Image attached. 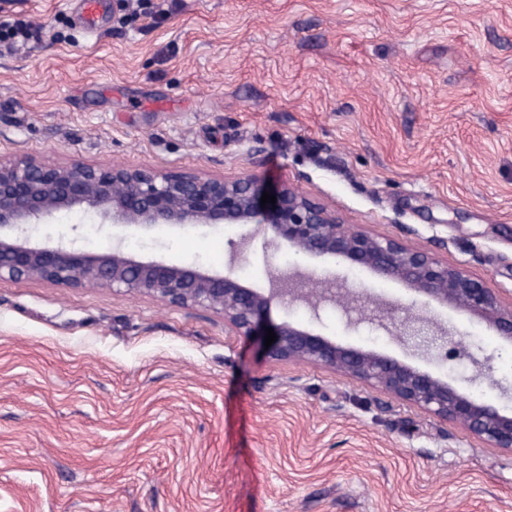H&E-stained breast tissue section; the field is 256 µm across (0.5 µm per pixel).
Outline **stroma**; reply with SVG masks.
I'll return each instance as SVG.
<instances>
[{
    "label": "stroma",
    "mask_w": 512,
    "mask_h": 512,
    "mask_svg": "<svg viewBox=\"0 0 512 512\" xmlns=\"http://www.w3.org/2000/svg\"><path fill=\"white\" fill-rule=\"evenodd\" d=\"M0 0V158L287 183L357 230L427 248L512 300V0ZM243 227L142 233L73 210L32 243L122 245L265 287L288 249ZM354 289L409 302L362 268ZM466 360L408 357L340 311L276 305L336 343L503 411L512 344L423 308ZM0 512H512V452L370 384L270 361L222 315L107 288L0 282Z\"/></svg>",
    "instance_id": "1"
}]
</instances>
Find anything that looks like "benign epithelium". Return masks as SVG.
Listing matches in <instances>:
<instances>
[{
  "label": "benign epithelium",
  "instance_id": "1",
  "mask_svg": "<svg viewBox=\"0 0 512 512\" xmlns=\"http://www.w3.org/2000/svg\"><path fill=\"white\" fill-rule=\"evenodd\" d=\"M264 188L253 175L213 177L195 172L80 162L46 164L34 158L0 159V281H43L69 288L95 286L150 297L168 304L205 308L224 316L238 336H267L272 361L328 368L379 388L385 395L466 427L495 448L512 452V414L473 398L428 371L373 350L331 341L290 322L274 324L271 307L302 303L313 313L324 305L341 308L351 331L368 321L423 358H463L469 381L491 378L495 355L468 349L447 328L411 314L403 304L378 302L365 313L363 295L350 289L340 267H360L396 282L425 301L451 307L491 326L512 343V304H503L485 282L448 266L428 251L399 239L351 230L336 212L286 183L272 191L275 204L261 206ZM81 209L112 223L159 226L259 225L266 244L286 247L303 260L327 259L323 276L299 264L276 269L269 288H253L229 270L210 273L165 258L140 260L117 245L90 252L72 245L32 246L19 237L24 226Z\"/></svg>",
  "mask_w": 512,
  "mask_h": 512
}]
</instances>
